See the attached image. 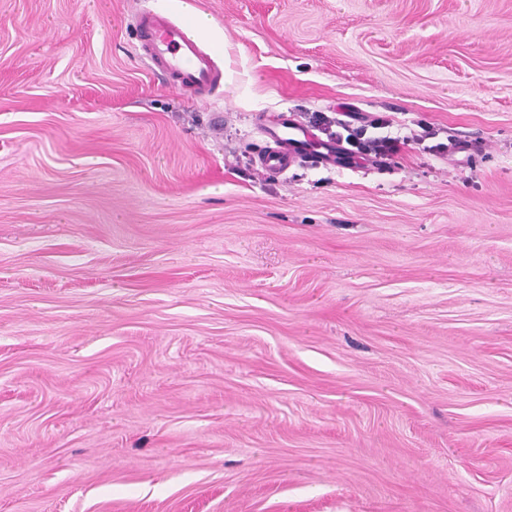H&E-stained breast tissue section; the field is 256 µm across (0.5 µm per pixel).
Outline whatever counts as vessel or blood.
Here are the masks:
<instances>
[{
    "label": "vessel or blood",
    "instance_id": "vessel-or-blood-1",
    "mask_svg": "<svg viewBox=\"0 0 512 512\" xmlns=\"http://www.w3.org/2000/svg\"><path fill=\"white\" fill-rule=\"evenodd\" d=\"M135 22L139 31L135 50L147 59L152 70L196 97L216 95L224 79L218 53L204 44L192 21L142 10L137 12ZM296 131V125L289 120L274 136L272 147L259 159L267 173H284L292 163L307 159Z\"/></svg>",
    "mask_w": 512,
    "mask_h": 512
}]
</instances>
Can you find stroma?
Returning <instances> with one entry per match:
<instances>
[{
    "label": "stroma",
    "instance_id": "35a3bbf8",
    "mask_svg": "<svg viewBox=\"0 0 512 512\" xmlns=\"http://www.w3.org/2000/svg\"><path fill=\"white\" fill-rule=\"evenodd\" d=\"M0 512H512V0H0ZM135 22L140 35L134 50L147 59L152 70L198 98L220 96L217 90L224 72L218 64L219 54L204 44L192 21L142 10ZM282 124L281 134L273 137V147L259 158V164L266 173L282 174L288 170V167L301 160L314 161L324 159L330 162L334 158L333 154H326L329 159L313 155L304 151L301 146V140L297 138L296 131L299 129L292 120H285ZM356 130L357 131L354 134H349L346 141L359 152H374L378 155L392 156L399 150L401 141L398 137L385 135L363 139L362 136L365 135L367 129L357 128Z\"/></svg>",
    "mask_w": 512,
    "mask_h": 512
}]
</instances>
